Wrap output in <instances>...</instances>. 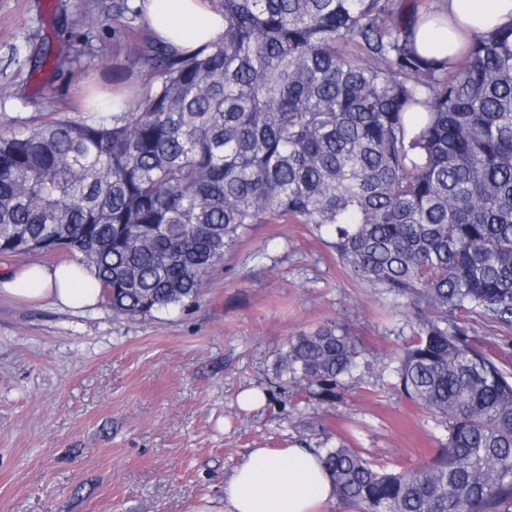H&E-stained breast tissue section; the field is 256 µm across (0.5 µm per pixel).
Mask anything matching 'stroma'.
Segmentation results:
<instances>
[{
	"label": "stroma",
	"instance_id": "35a3bbf8",
	"mask_svg": "<svg viewBox=\"0 0 512 512\" xmlns=\"http://www.w3.org/2000/svg\"><path fill=\"white\" fill-rule=\"evenodd\" d=\"M114 0H0V131L97 120L90 96L138 99L146 72L127 39L145 25ZM60 66L34 70L41 54ZM401 299L348 274L302 224H256L207 279L199 302L130 320L0 296V512H192L220 499L254 448L346 443L389 467L428 463L438 418L407 399L387 364L410 336ZM360 339L366 364L329 402L283 394L281 345L328 321ZM512 366V327L469 318ZM249 389L265 393L251 410Z\"/></svg>",
	"mask_w": 512,
	"mask_h": 512
}]
</instances>
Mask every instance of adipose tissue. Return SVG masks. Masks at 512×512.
<instances>
[{
    "label": "adipose tissue",
    "mask_w": 512,
    "mask_h": 512,
    "mask_svg": "<svg viewBox=\"0 0 512 512\" xmlns=\"http://www.w3.org/2000/svg\"><path fill=\"white\" fill-rule=\"evenodd\" d=\"M156 38L181 51L219 40L224 17L210 0H144ZM512 21V0H444L437 21L418 30L422 53L443 58L467 48L491 25ZM75 262L31 264L0 281L4 293L27 301H48L71 310L96 306L100 289ZM336 500L323 456L311 448H255L243 457L224 483L221 507L205 502L193 512H327Z\"/></svg>",
    "instance_id": "adipose-tissue-1"
}]
</instances>
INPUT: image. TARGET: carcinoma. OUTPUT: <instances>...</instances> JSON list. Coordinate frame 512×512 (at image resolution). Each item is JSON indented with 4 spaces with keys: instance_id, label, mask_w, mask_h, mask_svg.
I'll return each instance as SVG.
<instances>
[{
    "instance_id": "carcinoma-1",
    "label": "carcinoma",
    "mask_w": 512,
    "mask_h": 512,
    "mask_svg": "<svg viewBox=\"0 0 512 512\" xmlns=\"http://www.w3.org/2000/svg\"><path fill=\"white\" fill-rule=\"evenodd\" d=\"M191 53L133 39L150 80L110 118L0 134V254L68 250L112 310L189 308L254 224H305L357 280L406 300L394 371L439 417L427 464L323 456L356 512H512V373L468 315L512 326V22L425 57L417 0H223ZM364 349L343 324L291 337L279 387L336 396Z\"/></svg>"
}]
</instances>
